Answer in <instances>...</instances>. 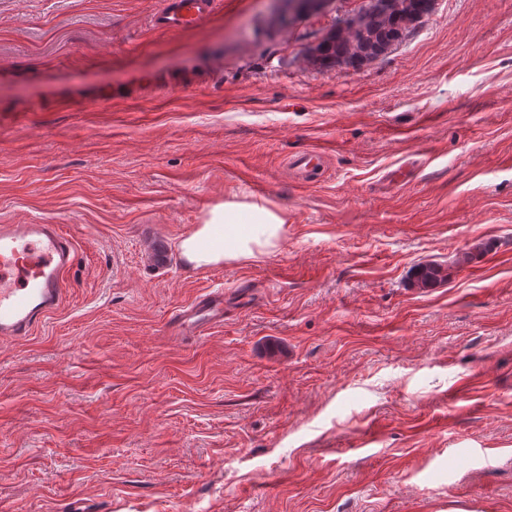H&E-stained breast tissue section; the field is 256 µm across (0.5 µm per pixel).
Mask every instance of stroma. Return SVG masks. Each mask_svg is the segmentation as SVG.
<instances>
[{"label":"stroma","mask_w":512,"mask_h":512,"mask_svg":"<svg viewBox=\"0 0 512 512\" xmlns=\"http://www.w3.org/2000/svg\"><path fill=\"white\" fill-rule=\"evenodd\" d=\"M161 2L0 0V223L76 243L0 339V512H512V0H435L357 69L308 50L364 0L176 34ZM243 193L280 250L184 262ZM206 291L224 321L184 335ZM416 283L420 288H430L448 279V268L440 264H429L418 268Z\"/></svg>","instance_id":"35a3bbf8"}]
</instances>
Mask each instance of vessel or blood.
Wrapping results in <instances>:
<instances>
[{"label":"vessel or blood","instance_id":"vessel-or-blood-1","mask_svg":"<svg viewBox=\"0 0 512 512\" xmlns=\"http://www.w3.org/2000/svg\"><path fill=\"white\" fill-rule=\"evenodd\" d=\"M220 0H162L155 28L179 33L194 29L217 10ZM75 244L59 224H0V338L20 339L60 307ZM224 295L200 294L178 317L188 333L223 321Z\"/></svg>","mask_w":512,"mask_h":512}]
</instances>
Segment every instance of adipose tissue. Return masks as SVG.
Masks as SVG:
<instances>
[{
    "label": "adipose tissue",
    "instance_id": "1",
    "mask_svg": "<svg viewBox=\"0 0 512 512\" xmlns=\"http://www.w3.org/2000/svg\"><path fill=\"white\" fill-rule=\"evenodd\" d=\"M287 232L288 214L277 205L234 196L212 204L178 250L196 268L231 266L279 251Z\"/></svg>",
    "mask_w": 512,
    "mask_h": 512
}]
</instances>
